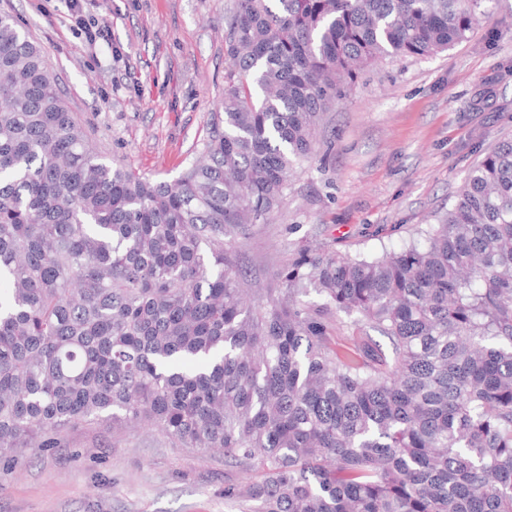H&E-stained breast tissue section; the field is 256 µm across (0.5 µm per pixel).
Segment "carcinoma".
Listing matches in <instances>:
<instances>
[{
    "instance_id": "obj_1",
    "label": "carcinoma",
    "mask_w": 512,
    "mask_h": 512,
    "mask_svg": "<svg viewBox=\"0 0 512 512\" xmlns=\"http://www.w3.org/2000/svg\"><path fill=\"white\" fill-rule=\"evenodd\" d=\"M492 2L233 0L222 113L171 181L96 153L0 13V455L139 426L256 469L224 486L239 512H512L511 138L423 246L303 247L252 296L234 260L342 85L449 50ZM342 314L392 356L337 353Z\"/></svg>"
}]
</instances>
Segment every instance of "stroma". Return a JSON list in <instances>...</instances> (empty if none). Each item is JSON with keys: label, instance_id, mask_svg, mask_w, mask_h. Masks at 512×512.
<instances>
[{"label": "stroma", "instance_id": "1", "mask_svg": "<svg viewBox=\"0 0 512 512\" xmlns=\"http://www.w3.org/2000/svg\"><path fill=\"white\" fill-rule=\"evenodd\" d=\"M105 27L89 48L67 0H0L38 43L61 96L106 156L170 180L208 136L224 95L231 0H82ZM512 137V0H496L467 41L369 66L314 134L269 223L237 254L246 287L279 288L298 247L349 256L400 250L447 211L470 167ZM246 476L222 454L172 448L155 433L116 439L75 427L65 444L0 456V512H236L224 486Z\"/></svg>", "mask_w": 512, "mask_h": 512}]
</instances>
